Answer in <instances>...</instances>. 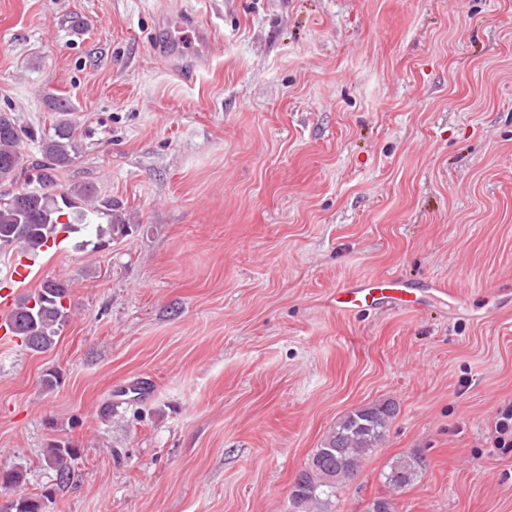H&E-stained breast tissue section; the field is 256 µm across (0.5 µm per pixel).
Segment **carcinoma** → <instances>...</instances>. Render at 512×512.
Segmentation results:
<instances>
[{"label": "carcinoma", "mask_w": 512, "mask_h": 512, "mask_svg": "<svg viewBox=\"0 0 512 512\" xmlns=\"http://www.w3.org/2000/svg\"><path fill=\"white\" fill-rule=\"evenodd\" d=\"M58 118L52 131L40 135L23 125L12 112H0V252L24 250L34 256L61 234H74L95 226V240L79 246L102 248L114 234L132 228L121 223L117 205L101 198L90 187L66 191L56 189V173L70 165L77 155L75 128L66 118L70 112L64 100L56 102ZM36 145L38 154L23 152L26 142ZM106 223H101V220ZM69 284L46 279L34 292L20 299L10 318L11 332L35 352L49 348L70 317ZM396 407L376 403L354 410L336 422L320 448L308 459L295 480L291 501L295 512H325L331 500L360 470L363 461L385 437ZM78 448L69 441L49 445L43 461L56 475L57 487L65 486L77 459ZM419 456L395 460L386 482L395 489L412 485L422 473ZM50 495L23 496L12 502L10 512H45Z\"/></svg>", "instance_id": "1"}]
</instances>
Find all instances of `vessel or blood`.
Wrapping results in <instances>:
<instances>
[{"mask_svg": "<svg viewBox=\"0 0 512 512\" xmlns=\"http://www.w3.org/2000/svg\"><path fill=\"white\" fill-rule=\"evenodd\" d=\"M32 265V259L25 256L13 259L8 281L0 285L1 315L13 307V283L23 281L29 275ZM334 301L337 311L352 314L382 305L414 311L422 307L424 298L421 291L411 284L390 275H381L362 277L337 289Z\"/></svg>", "mask_w": 512, "mask_h": 512, "instance_id": "1", "label": "vessel or blood"}]
</instances>
